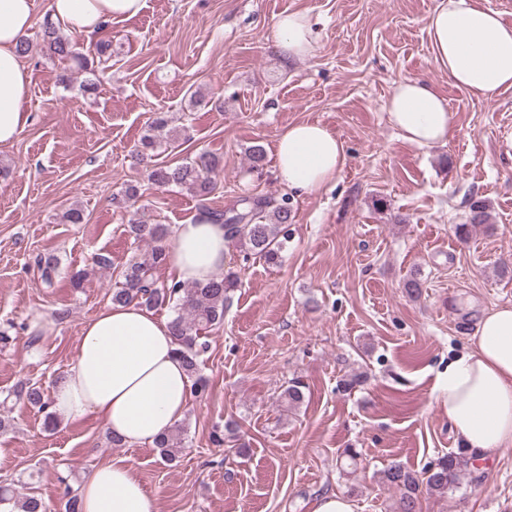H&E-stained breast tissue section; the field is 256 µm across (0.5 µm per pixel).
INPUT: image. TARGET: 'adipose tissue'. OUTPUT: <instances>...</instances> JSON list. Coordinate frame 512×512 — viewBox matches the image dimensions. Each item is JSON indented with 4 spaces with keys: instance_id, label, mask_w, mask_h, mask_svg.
Wrapping results in <instances>:
<instances>
[{
    "instance_id": "1",
    "label": "adipose tissue",
    "mask_w": 512,
    "mask_h": 512,
    "mask_svg": "<svg viewBox=\"0 0 512 512\" xmlns=\"http://www.w3.org/2000/svg\"><path fill=\"white\" fill-rule=\"evenodd\" d=\"M35 0H0V145L27 126L31 73L17 47L33 23ZM144 0H50L62 31L91 35L115 18L139 14ZM437 67L471 97L486 100L512 87V25L478 0H437L427 20ZM280 50L310 56L316 36L308 13L280 14L273 23ZM388 121L420 148L446 144L456 114L428 81L396 82L386 104ZM347 162L342 140L316 121L288 126L275 144V169L289 190L313 193L332 182ZM175 281L206 282L224 267L229 241L207 214L178 225L168 245ZM467 352L448 362L441 392L467 455L485 461L512 446V306L482 317ZM167 319L138 303L104 307L81 329L75 359L52 392L57 420L95 417L129 446L153 444L188 410L190 382L176 354ZM78 494L83 512H156V500L123 462L94 467Z\"/></svg>"
}]
</instances>
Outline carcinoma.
Segmentation results:
<instances>
[{
    "instance_id": "carcinoma-1",
    "label": "carcinoma",
    "mask_w": 512,
    "mask_h": 512,
    "mask_svg": "<svg viewBox=\"0 0 512 512\" xmlns=\"http://www.w3.org/2000/svg\"><path fill=\"white\" fill-rule=\"evenodd\" d=\"M42 52L53 60H74L78 67L90 74L84 80V91L94 93L100 82V75L110 69L111 45H97V60L88 61L74 51L71 39L56 26L47 21L43 26ZM169 120L159 112L149 124L148 133L141 137L136 150L141 160L149 167L148 178L161 188L175 187L194 194L204 201L215 190V178L219 174L218 163L208 154H201L194 160L181 164H159L153 158L171 147L172 138L167 130ZM202 211L211 220L224 225L226 236L246 256L258 258L275 265L288 247V225L294 223L295 214L289 198L243 196L224 210L206 206ZM489 214L481 201L471 204L469 223L455 226L458 237L468 235L469 226L486 224ZM129 233L138 241L148 244L146 253L128 262L119 273L116 288L112 291V303L125 304L132 301L152 309L169 305L175 315L170 321L173 336L178 345L177 354L191 382V394L203 396L209 383L201 373L202 357L207 351L204 335L224 324V309L239 286L235 273L219 272L208 282L190 286L178 282L161 283L156 271L167 264L168 228L162 224H150L145 220L131 219ZM35 264L42 282L50 287L56 279L58 260L53 255H38ZM18 401L27 403L44 415L48 427L56 424L49 412L50 395L35 383H26L15 391ZM286 406L297 408L304 402L303 385L292 379L282 393ZM184 430L174 426L155 442L161 456L172 462L179 458L185 448ZM467 461L461 454L447 453L418 474L400 463H392L380 474L381 482L399 493L400 512H418L420 494L427 491L432 495L445 496L459 481L460 473ZM10 507L9 512H47L43 499L36 493L16 497L6 486H0V506Z\"/></svg>"
}]
</instances>
